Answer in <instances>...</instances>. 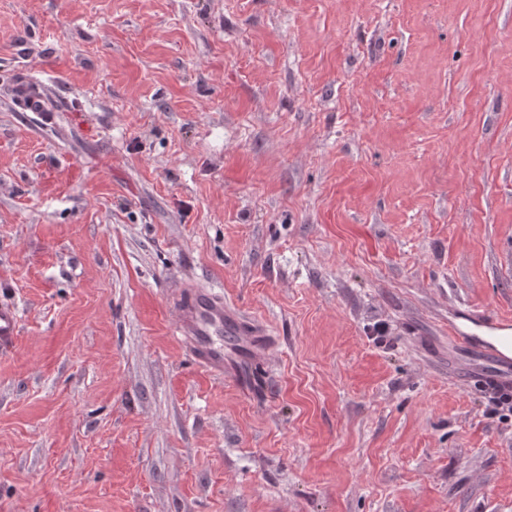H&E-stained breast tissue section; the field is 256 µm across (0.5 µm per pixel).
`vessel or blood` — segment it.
Returning <instances> with one entry per match:
<instances>
[{
  "label": "vessel or blood",
  "mask_w": 512,
  "mask_h": 512,
  "mask_svg": "<svg viewBox=\"0 0 512 512\" xmlns=\"http://www.w3.org/2000/svg\"><path fill=\"white\" fill-rule=\"evenodd\" d=\"M177 333L190 347L197 363L221 376L235 371L239 362L253 361L260 351L262 329L224 303L214 289L185 288L173 301ZM20 314L11 302H0V346L10 345L19 333ZM483 355L495 369L483 378L487 389L512 394V339L496 342Z\"/></svg>",
  "instance_id": "b4317fda"
}]
</instances>
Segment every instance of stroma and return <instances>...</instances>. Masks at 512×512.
<instances>
[{
  "label": "stroma",
  "mask_w": 512,
  "mask_h": 512,
  "mask_svg": "<svg viewBox=\"0 0 512 512\" xmlns=\"http://www.w3.org/2000/svg\"><path fill=\"white\" fill-rule=\"evenodd\" d=\"M0 294V512H512V0H0ZM177 315V333L192 350L197 363L210 373L223 377L235 372L242 361L258 358L263 330L246 320L235 308L224 305V298L214 289L184 288L173 300ZM233 336L237 342V358L224 351V339ZM20 314L13 302H0V346L10 345L19 333ZM488 358L490 365L496 369L493 378L487 376L482 379L483 385L501 394H512V337L502 342L495 341L486 350L481 352Z\"/></svg>",
  "instance_id": "35a3bbf8"
}]
</instances>
